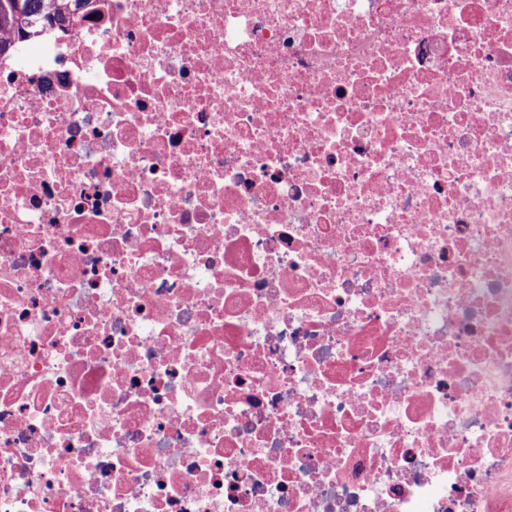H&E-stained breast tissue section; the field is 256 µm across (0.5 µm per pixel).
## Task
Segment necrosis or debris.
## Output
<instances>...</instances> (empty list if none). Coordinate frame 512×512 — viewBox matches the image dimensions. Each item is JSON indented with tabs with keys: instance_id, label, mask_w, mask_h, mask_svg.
<instances>
[{
	"instance_id": "necrosis-or-debris-1",
	"label": "necrosis or debris",
	"mask_w": 512,
	"mask_h": 512,
	"mask_svg": "<svg viewBox=\"0 0 512 512\" xmlns=\"http://www.w3.org/2000/svg\"><path fill=\"white\" fill-rule=\"evenodd\" d=\"M12 48L0 512H512V0Z\"/></svg>"
}]
</instances>
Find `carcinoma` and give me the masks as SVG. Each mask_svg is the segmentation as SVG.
Returning a JSON list of instances; mask_svg holds the SVG:
<instances>
[{"mask_svg": "<svg viewBox=\"0 0 512 512\" xmlns=\"http://www.w3.org/2000/svg\"><path fill=\"white\" fill-rule=\"evenodd\" d=\"M80 6L81 0H0V55L11 49L10 34L31 37L43 21L64 30L68 15Z\"/></svg>", "mask_w": 512, "mask_h": 512, "instance_id": "cac0c4a2", "label": "carcinoma"}]
</instances>
